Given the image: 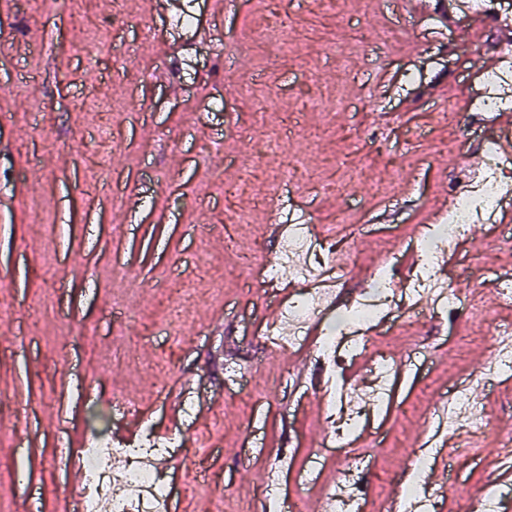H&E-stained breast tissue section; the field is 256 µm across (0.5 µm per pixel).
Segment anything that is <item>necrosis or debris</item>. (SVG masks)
<instances>
[{
  "mask_svg": "<svg viewBox=\"0 0 512 512\" xmlns=\"http://www.w3.org/2000/svg\"><path fill=\"white\" fill-rule=\"evenodd\" d=\"M497 50L505 62L504 67L484 70L479 89L469 95L471 106L484 112L512 110V45L501 42ZM508 170L511 168L504 163L495 145L487 144L483 168L469 176L464 190L452 194L447 210L435 224L428 226L423 237L417 238L419 273L411 290L433 295V313L455 308L463 299L448 290L437 275L441 253L475 221L496 223L498 214L512 200V179L507 176ZM315 247L313 225L297 220L280 243L277 261L267 264L263 271L271 281L288 275L308 283L305 292L290 300L283 309L286 331L282 342L288 346L303 342L309 325L323 310L322 289L309 284L307 266L294 262L295 257L307 255ZM394 268L391 262L382 265L376 274L373 292L351 305L338 333L322 334L316 344L317 364L328 372L329 386L323 398L327 412H334L337 402L348 395L347 386L338 376L342 354L355 357L364 354L369 345L367 327L392 304L389 282ZM463 300L467 302L471 319H478L481 312L475 296ZM169 448V442L157 441L148 433L137 441L121 444L90 441L74 458L83 474L82 486L74 495L75 512H169L170 487L163 472L152 464L154 455L168 452ZM431 465L432 458L428 454L414 458L412 477L400 502L401 512H435L436 496L422 482Z\"/></svg>",
  "mask_w": 512,
  "mask_h": 512,
  "instance_id": "obj_1",
  "label": "necrosis or debris"
}]
</instances>
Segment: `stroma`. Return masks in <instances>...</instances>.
<instances>
[{
	"instance_id": "stroma-1",
	"label": "stroma",
	"mask_w": 512,
	"mask_h": 512,
	"mask_svg": "<svg viewBox=\"0 0 512 512\" xmlns=\"http://www.w3.org/2000/svg\"><path fill=\"white\" fill-rule=\"evenodd\" d=\"M438 2L413 17L400 0H344L338 15L321 0H281L299 35L281 59L259 39L263 0H0V512H73L83 477L67 459L126 419L120 395L143 429L176 441L163 469L170 512H264L269 484L284 501L333 487L342 451L328 444L321 394L296 375L315 335L270 348L256 334L279 296L262 266L280 247L258 200L277 163L300 160L272 198L282 220L331 232L346 257L337 305L321 318L330 329L500 135L498 113L469 111L465 92L499 63L485 20ZM369 30L387 32L389 48L361 42ZM268 94L277 106L257 112ZM338 94L342 110L309 104ZM446 98L456 116L442 121ZM272 138L271 165L254 169L248 141ZM249 168L225 200V183ZM329 182L340 192L324 193ZM228 208L249 223H224ZM468 238L449 249L446 281L477 294L481 319L434 317L423 297L420 320L403 306L371 336L398 369L387 409L361 427L363 512H386L416 453L447 466L434 405L464 380L487 432L477 458L449 472L438 512H470L497 487L512 512V459L495 451L512 436V374L483 375L498 324L512 321L497 285L500 270L512 273L511 245L483 224ZM241 255L254 265L238 267ZM174 278L192 300L173 325L164 289ZM230 363L239 372L228 377ZM175 405L194 409L176 429ZM192 465L209 483L186 498Z\"/></svg>"
}]
</instances>
